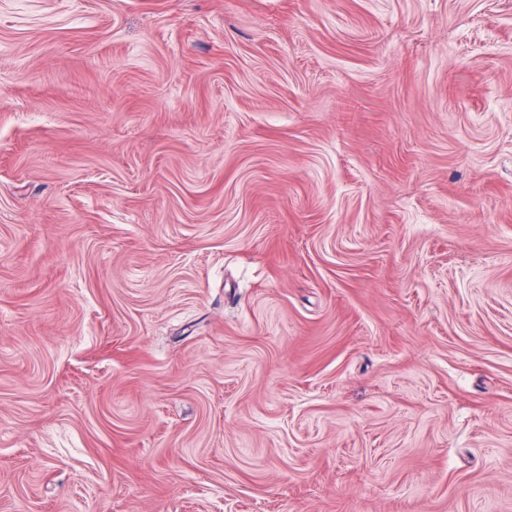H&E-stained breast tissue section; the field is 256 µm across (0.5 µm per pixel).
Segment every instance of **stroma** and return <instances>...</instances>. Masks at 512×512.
<instances>
[{
  "label": "stroma",
  "mask_w": 512,
  "mask_h": 512,
  "mask_svg": "<svg viewBox=\"0 0 512 512\" xmlns=\"http://www.w3.org/2000/svg\"><path fill=\"white\" fill-rule=\"evenodd\" d=\"M0 512H512V0H0Z\"/></svg>",
  "instance_id": "1"
}]
</instances>
